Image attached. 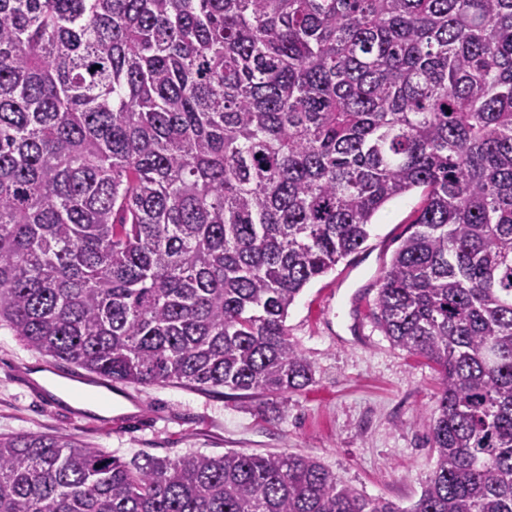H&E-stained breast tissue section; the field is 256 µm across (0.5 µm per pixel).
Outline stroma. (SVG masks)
<instances>
[{
	"label": "stroma",
	"instance_id": "1",
	"mask_svg": "<svg viewBox=\"0 0 512 512\" xmlns=\"http://www.w3.org/2000/svg\"><path fill=\"white\" fill-rule=\"evenodd\" d=\"M423 205L415 190L388 203L353 263L310 282L290 307L291 341L313 368L302 390L264 399L178 385L104 387L112 409L74 405L52 382L93 390L87 370L31 351L0 325V434L66 435L123 461L301 453L345 483L403 508L419 499L435 455L441 389L425 359L396 348L371 309L382 273Z\"/></svg>",
	"mask_w": 512,
	"mask_h": 512
}]
</instances>
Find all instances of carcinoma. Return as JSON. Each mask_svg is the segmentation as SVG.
Instances as JSON below:
<instances>
[{
  "instance_id": "cac0c4a2",
  "label": "carcinoma",
  "mask_w": 512,
  "mask_h": 512,
  "mask_svg": "<svg viewBox=\"0 0 512 512\" xmlns=\"http://www.w3.org/2000/svg\"><path fill=\"white\" fill-rule=\"evenodd\" d=\"M416 189L372 311L442 375L411 508L305 454L20 433L0 512H512V0H0V323L42 355L301 390L289 307Z\"/></svg>"
}]
</instances>
